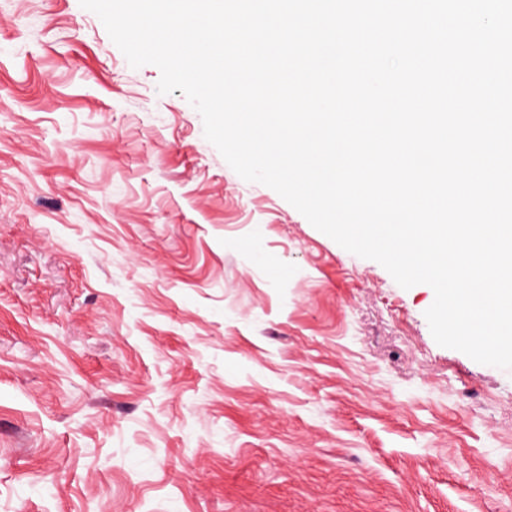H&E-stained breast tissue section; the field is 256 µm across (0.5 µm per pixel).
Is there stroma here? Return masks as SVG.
Instances as JSON below:
<instances>
[{
  "label": "stroma",
  "instance_id": "35a3bbf8",
  "mask_svg": "<svg viewBox=\"0 0 512 512\" xmlns=\"http://www.w3.org/2000/svg\"><path fill=\"white\" fill-rule=\"evenodd\" d=\"M159 78L0 0V512H512V370Z\"/></svg>",
  "mask_w": 512,
  "mask_h": 512
}]
</instances>
